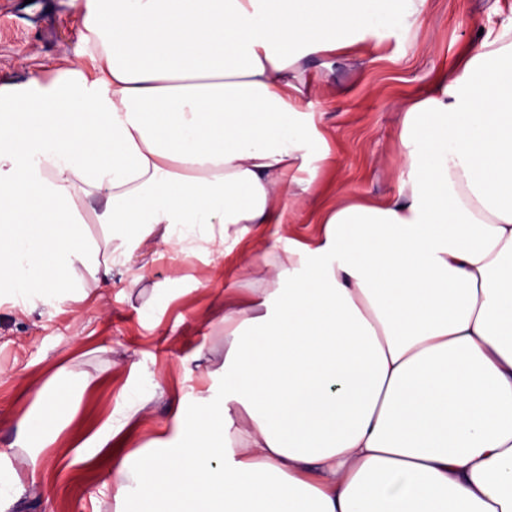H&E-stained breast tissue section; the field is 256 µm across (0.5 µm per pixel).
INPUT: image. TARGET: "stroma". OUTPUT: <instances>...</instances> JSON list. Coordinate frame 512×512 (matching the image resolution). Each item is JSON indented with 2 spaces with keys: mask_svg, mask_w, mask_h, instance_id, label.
Returning <instances> with one entry per match:
<instances>
[{
  "mask_svg": "<svg viewBox=\"0 0 512 512\" xmlns=\"http://www.w3.org/2000/svg\"><path fill=\"white\" fill-rule=\"evenodd\" d=\"M494 0H428L420 25L387 28L365 44V66L344 55L315 56L321 90L309 109L322 113L317 128L336 163L321 167L312 184L320 203L381 200L395 192V150L401 101L431 94L441 78L479 44ZM89 0H55L45 20L23 13V0H0V84L31 75L55 76L76 58L84 40ZM208 267L162 263L152 280L176 285L168 302L110 288L107 309L73 303L30 319L0 311V479L12 487L0 512H114L113 457L94 447L73 456L75 445L105 420L119 390L139 386L136 362L154 364L164 377L161 394L119 434L114 455L160 449L170 436L171 414L183 363L217 370L224 364L223 308L205 284ZM88 380L77 396L76 415L42 464L29 468L17 442L32 412L36 390L58 370Z\"/></svg>",
  "mask_w": 512,
  "mask_h": 512,
  "instance_id": "obj_1",
  "label": "stroma"
}]
</instances>
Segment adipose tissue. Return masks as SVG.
<instances>
[{
  "label": "adipose tissue",
  "mask_w": 512,
  "mask_h": 512,
  "mask_svg": "<svg viewBox=\"0 0 512 512\" xmlns=\"http://www.w3.org/2000/svg\"><path fill=\"white\" fill-rule=\"evenodd\" d=\"M395 3L92 0L83 57L0 84V309L100 303L165 259L259 278L224 301L222 388L199 374L169 446L114 464L116 512H512V11L402 110L393 194L280 231L331 161L305 60L364 62L427 0ZM35 402L33 467L73 416L65 382ZM316 221L313 217L306 215L300 218L297 224H285L284 231L286 234L290 233L297 240L309 243L315 240L321 233V224H315Z\"/></svg>",
  "instance_id": "1"
}]
</instances>
